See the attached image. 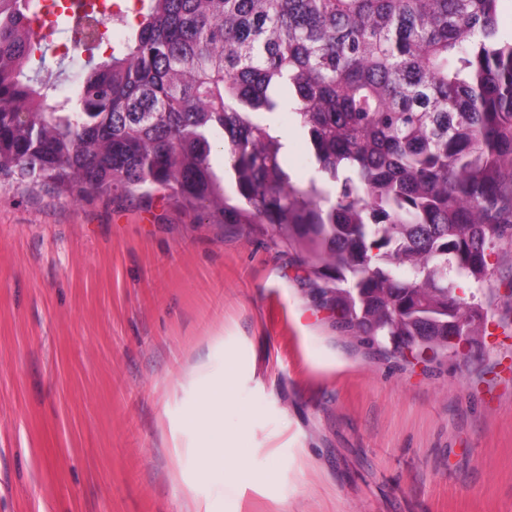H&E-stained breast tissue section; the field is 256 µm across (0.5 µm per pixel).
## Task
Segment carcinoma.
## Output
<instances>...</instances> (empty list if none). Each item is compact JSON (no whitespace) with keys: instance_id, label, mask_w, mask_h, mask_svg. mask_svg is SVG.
Masks as SVG:
<instances>
[{"instance_id":"1","label":"carcinoma","mask_w":512,"mask_h":512,"mask_svg":"<svg viewBox=\"0 0 512 512\" xmlns=\"http://www.w3.org/2000/svg\"><path fill=\"white\" fill-rule=\"evenodd\" d=\"M501 0H138L122 48L45 71L40 0H0V183L148 197L246 224L344 329L448 357L480 331L487 250L512 244V38ZM293 115L317 176L269 132ZM223 145L227 170L213 166Z\"/></svg>"}]
</instances>
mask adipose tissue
<instances>
[{"mask_svg":"<svg viewBox=\"0 0 512 512\" xmlns=\"http://www.w3.org/2000/svg\"><path fill=\"white\" fill-rule=\"evenodd\" d=\"M233 387L232 378L208 386L199 396L200 411L190 412L187 425L202 437L198 448V464L202 472L217 474L224 470V403Z\"/></svg>","mask_w":512,"mask_h":512,"instance_id":"adipose-tissue-1","label":"adipose tissue"}]
</instances>
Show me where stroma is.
Wrapping results in <instances>:
<instances>
[{
  "mask_svg": "<svg viewBox=\"0 0 512 512\" xmlns=\"http://www.w3.org/2000/svg\"><path fill=\"white\" fill-rule=\"evenodd\" d=\"M488 262L481 343L423 366L341 332L294 256L210 209L0 185V512H512V246ZM228 366L206 475L183 421Z\"/></svg>",
  "mask_w": 512,
  "mask_h": 512,
  "instance_id": "1",
  "label": "stroma"
}]
</instances>
